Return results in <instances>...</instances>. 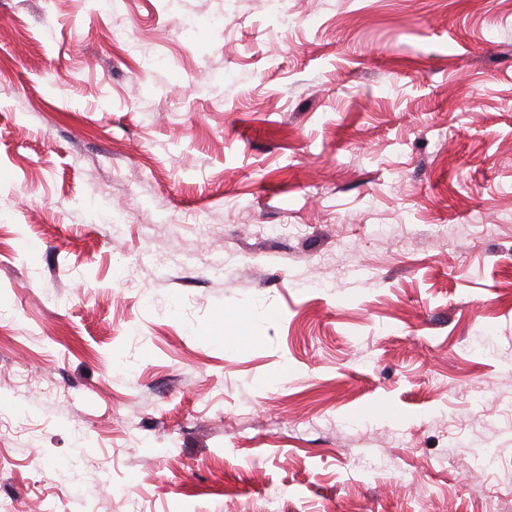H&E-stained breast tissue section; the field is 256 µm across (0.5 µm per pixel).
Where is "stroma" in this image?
I'll list each match as a JSON object with an SVG mask.
<instances>
[{
  "label": "stroma",
  "instance_id": "stroma-1",
  "mask_svg": "<svg viewBox=\"0 0 512 512\" xmlns=\"http://www.w3.org/2000/svg\"><path fill=\"white\" fill-rule=\"evenodd\" d=\"M112 2L0 0V501L494 512L512 0Z\"/></svg>",
  "mask_w": 512,
  "mask_h": 512
}]
</instances>
